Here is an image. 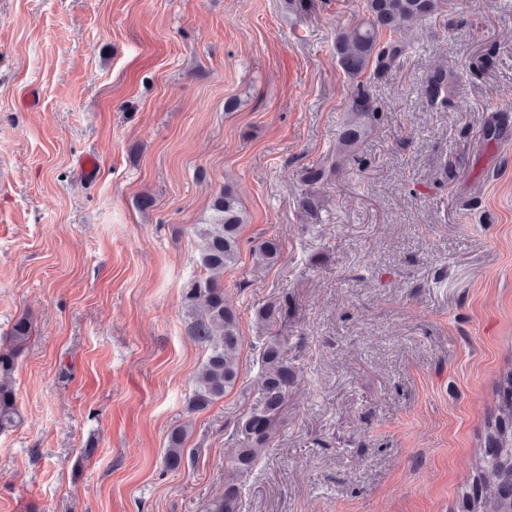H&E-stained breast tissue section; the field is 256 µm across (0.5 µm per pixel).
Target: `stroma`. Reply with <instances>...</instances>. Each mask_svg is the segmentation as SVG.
<instances>
[{"instance_id": "1", "label": "stroma", "mask_w": 512, "mask_h": 512, "mask_svg": "<svg viewBox=\"0 0 512 512\" xmlns=\"http://www.w3.org/2000/svg\"><path fill=\"white\" fill-rule=\"evenodd\" d=\"M361 17V0H0V334L36 327L0 512H204L261 404L270 336L296 382L241 512H462L512 368V0H456L406 32L339 165L334 41ZM437 67L455 81L443 107L424 93ZM315 166L334 173L310 187ZM227 184L247 213L224 273L245 345L234 389L195 412L205 352L182 292ZM264 237L281 258L256 273ZM186 434L184 428H177L171 432L168 440V448H166L163 458V464L166 470L176 471L181 467L184 455L183 444Z\"/></svg>"}]
</instances>
